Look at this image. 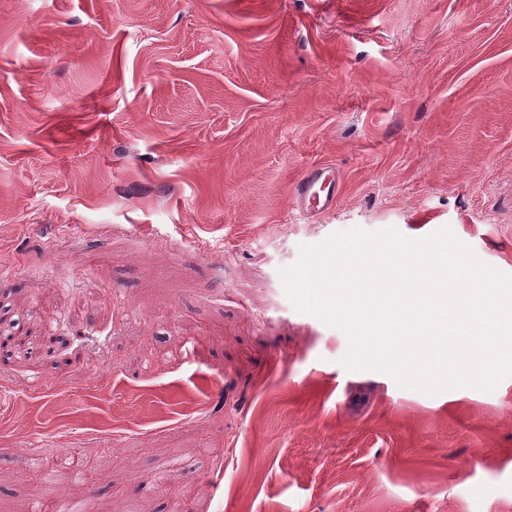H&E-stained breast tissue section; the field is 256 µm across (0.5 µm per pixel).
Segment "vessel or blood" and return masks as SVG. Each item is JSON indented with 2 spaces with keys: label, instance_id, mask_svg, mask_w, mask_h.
<instances>
[{
  "label": "vessel or blood",
  "instance_id": "vessel-or-blood-1",
  "mask_svg": "<svg viewBox=\"0 0 512 512\" xmlns=\"http://www.w3.org/2000/svg\"><path fill=\"white\" fill-rule=\"evenodd\" d=\"M341 192V174L335 165L311 167L294 187L295 208L306 218L325 214L335 208Z\"/></svg>",
  "mask_w": 512,
  "mask_h": 512
}]
</instances>
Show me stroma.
I'll use <instances>...</instances> for the list:
<instances>
[{
    "mask_svg": "<svg viewBox=\"0 0 512 512\" xmlns=\"http://www.w3.org/2000/svg\"><path fill=\"white\" fill-rule=\"evenodd\" d=\"M356 226L512 274V0H0V512H512V376L347 370L287 299ZM341 192V174L334 164L311 167L294 187L296 211L305 218L325 214L336 207Z\"/></svg>",
    "mask_w": 512,
    "mask_h": 512,
    "instance_id": "1",
    "label": "stroma"
}]
</instances>
